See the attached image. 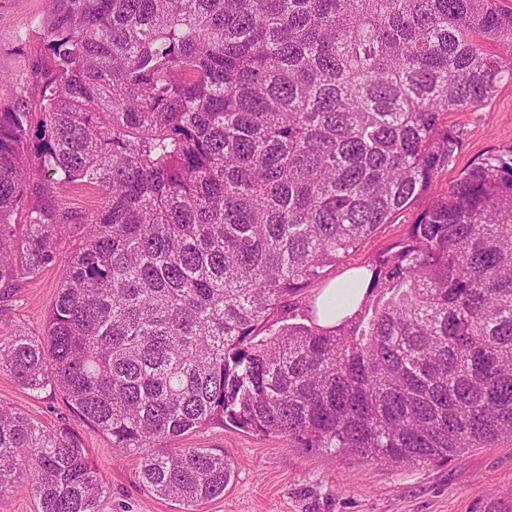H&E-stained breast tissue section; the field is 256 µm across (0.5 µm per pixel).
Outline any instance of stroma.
<instances>
[{"label":"stroma","instance_id":"obj_1","mask_svg":"<svg viewBox=\"0 0 512 512\" xmlns=\"http://www.w3.org/2000/svg\"><path fill=\"white\" fill-rule=\"evenodd\" d=\"M47 9V0H0L1 106L21 95L34 99L39 94L35 65L43 52L41 25ZM448 122L458 130L461 146L436 180L439 195L481 159L512 148V83L502 84L484 106L449 113ZM426 205L422 199L402 210L352 255L326 268L320 280L290 299L281 321L309 311L333 280L397 251ZM69 248L68 241H61L55 260L39 276L20 281L8 298L0 299V339L20 330L42 335ZM0 404L77 433L106 481L108 494L100 512H178V504L143 487L138 459L113 452L108 439L80 420L59 390L29 391L2 370ZM182 443L222 451L233 464L224 494L204 502L198 512H512V442L507 440L421 465L355 460L300 447L282 435L232 427L191 433Z\"/></svg>","mask_w":512,"mask_h":512}]
</instances>
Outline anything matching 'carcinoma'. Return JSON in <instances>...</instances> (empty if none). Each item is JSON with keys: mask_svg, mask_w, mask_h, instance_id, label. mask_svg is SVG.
<instances>
[{"mask_svg": "<svg viewBox=\"0 0 512 512\" xmlns=\"http://www.w3.org/2000/svg\"><path fill=\"white\" fill-rule=\"evenodd\" d=\"M37 103L0 106V289L71 243L45 336L0 369L61 390L146 489L196 512L233 469L178 439L226 423L415 465L512 439V148L372 264L335 326L277 314L427 195L448 113L512 65L501 0H53ZM66 186L93 207L69 210ZM99 512L77 434L0 406V507ZM96 199V194L90 187H78L66 190L61 197V202L65 207L84 209L93 204Z\"/></svg>", "mask_w": 512, "mask_h": 512, "instance_id": "cac0c4a2", "label": "carcinoma"}]
</instances>
